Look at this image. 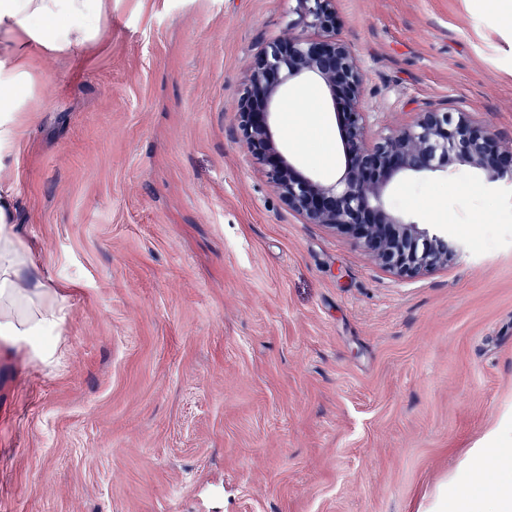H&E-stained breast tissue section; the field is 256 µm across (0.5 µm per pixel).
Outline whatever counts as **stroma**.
Here are the masks:
<instances>
[{
  "mask_svg": "<svg viewBox=\"0 0 512 512\" xmlns=\"http://www.w3.org/2000/svg\"><path fill=\"white\" fill-rule=\"evenodd\" d=\"M296 0H112L83 59L36 61L1 177L66 320L0 355V512H430L512 436V185L449 159L393 212L467 255L401 279L308 224L242 139L252 62ZM488 0H334L378 138L467 111L512 143V19ZM304 175L345 171L318 80L278 97Z\"/></svg>",
  "mask_w": 512,
  "mask_h": 512,
  "instance_id": "obj_1",
  "label": "stroma"
}]
</instances>
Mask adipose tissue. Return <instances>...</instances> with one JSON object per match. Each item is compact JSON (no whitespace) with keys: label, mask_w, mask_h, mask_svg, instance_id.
I'll use <instances>...</instances> for the list:
<instances>
[{"label":"adipose tissue","mask_w":512,"mask_h":512,"mask_svg":"<svg viewBox=\"0 0 512 512\" xmlns=\"http://www.w3.org/2000/svg\"><path fill=\"white\" fill-rule=\"evenodd\" d=\"M112 18V0H0V161L17 144L18 112L33 91L35 55L79 54L101 42ZM15 191L0 181V337L25 349L64 315L43 278L41 263L21 239ZM501 473L476 484L457 512H512V452L494 456Z\"/></svg>","instance_id":"ef3b65f1"}]
</instances>
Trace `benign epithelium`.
I'll return each instance as SVG.
<instances>
[{
  "mask_svg": "<svg viewBox=\"0 0 512 512\" xmlns=\"http://www.w3.org/2000/svg\"><path fill=\"white\" fill-rule=\"evenodd\" d=\"M333 0H297L300 21L313 37H290L258 53L240 101V130L281 200L308 224H322L355 239L373 260L399 278L428 273L459 256L464 242L387 209L385 194L398 179L446 169L448 158L482 171L491 184H512V145L458 112H419L406 126L369 138L361 104L357 59L336 33ZM321 80L338 113L346 168L327 185L302 175L275 139L272 117L281 86Z\"/></svg>",
  "mask_w": 512,
  "mask_h": 512,
  "instance_id": "7a95c632",
  "label": "benign epithelium"
}]
</instances>
